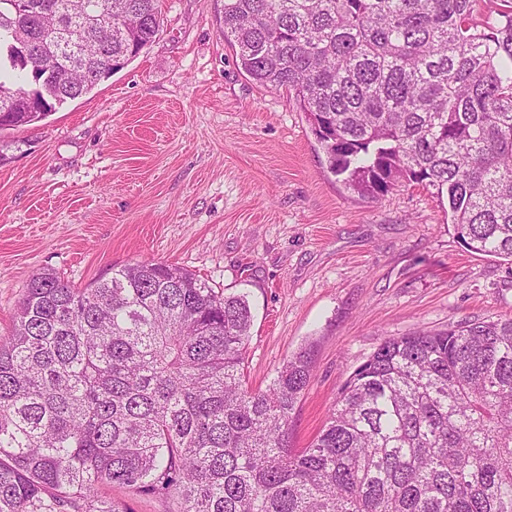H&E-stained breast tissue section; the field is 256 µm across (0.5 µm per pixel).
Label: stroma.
<instances>
[{
  "label": "stroma",
  "instance_id": "35a3bbf8",
  "mask_svg": "<svg viewBox=\"0 0 512 512\" xmlns=\"http://www.w3.org/2000/svg\"><path fill=\"white\" fill-rule=\"evenodd\" d=\"M158 6L153 43L125 68L0 133V336L43 270L81 288L134 263L177 265L247 293L249 387L312 349L292 422L301 449L385 339L512 316V262L462 247L446 199L405 183L376 200L345 189L297 102L239 70L224 0Z\"/></svg>",
  "mask_w": 512,
  "mask_h": 512
}]
</instances>
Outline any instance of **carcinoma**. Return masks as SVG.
I'll use <instances>...</instances> for the list:
<instances>
[{"instance_id": "obj_1", "label": "carcinoma", "mask_w": 512, "mask_h": 512, "mask_svg": "<svg viewBox=\"0 0 512 512\" xmlns=\"http://www.w3.org/2000/svg\"><path fill=\"white\" fill-rule=\"evenodd\" d=\"M475 0H224V41L284 88L363 198L446 195L458 242L512 260V11ZM157 0H0V130L33 125L157 35ZM247 295L163 262L30 279L0 340V512H512V317L393 336L291 447L313 378L246 385ZM112 497L116 500H124L133 512H164L165 506L152 499L144 497H132L120 488H112Z\"/></svg>"}]
</instances>
